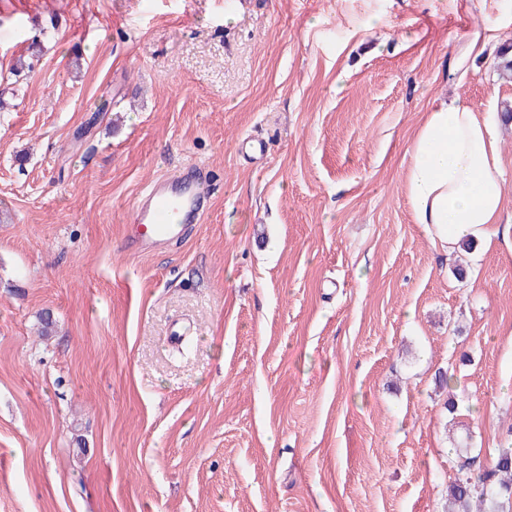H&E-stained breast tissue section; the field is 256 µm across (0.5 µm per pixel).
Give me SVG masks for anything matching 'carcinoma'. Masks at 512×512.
<instances>
[{
  "label": "carcinoma",
  "mask_w": 512,
  "mask_h": 512,
  "mask_svg": "<svg viewBox=\"0 0 512 512\" xmlns=\"http://www.w3.org/2000/svg\"><path fill=\"white\" fill-rule=\"evenodd\" d=\"M443 512H512V442L488 466L459 455Z\"/></svg>",
  "instance_id": "cac0c4a2"
}]
</instances>
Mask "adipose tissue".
Masks as SVG:
<instances>
[{
  "label": "adipose tissue",
  "mask_w": 512,
  "mask_h": 512,
  "mask_svg": "<svg viewBox=\"0 0 512 512\" xmlns=\"http://www.w3.org/2000/svg\"><path fill=\"white\" fill-rule=\"evenodd\" d=\"M498 113L475 112L462 99H435L407 149L405 192L415 223L452 255L468 242L512 234L503 223L505 180Z\"/></svg>",
  "instance_id": "adipose-tissue-1"
}]
</instances>
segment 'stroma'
Segmentation results:
<instances>
[{
    "label": "stroma",
    "instance_id": "obj_1",
    "mask_svg": "<svg viewBox=\"0 0 512 512\" xmlns=\"http://www.w3.org/2000/svg\"><path fill=\"white\" fill-rule=\"evenodd\" d=\"M508 45L512 0H0V512H442L512 429V238L442 255L406 150ZM205 196L199 177L183 172L156 181L140 193L130 212L125 251L148 255L185 240Z\"/></svg>",
    "mask_w": 512,
    "mask_h": 512
}]
</instances>
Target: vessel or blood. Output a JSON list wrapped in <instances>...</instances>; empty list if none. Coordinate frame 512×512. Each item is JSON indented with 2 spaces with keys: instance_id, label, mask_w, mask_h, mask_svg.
Returning a JSON list of instances; mask_svg holds the SVG:
<instances>
[{
  "instance_id": "1",
  "label": "vessel or blood",
  "mask_w": 512,
  "mask_h": 512,
  "mask_svg": "<svg viewBox=\"0 0 512 512\" xmlns=\"http://www.w3.org/2000/svg\"><path fill=\"white\" fill-rule=\"evenodd\" d=\"M205 196L199 177L183 173L156 181L140 193L130 212L125 251L148 255L185 240Z\"/></svg>"
}]
</instances>
